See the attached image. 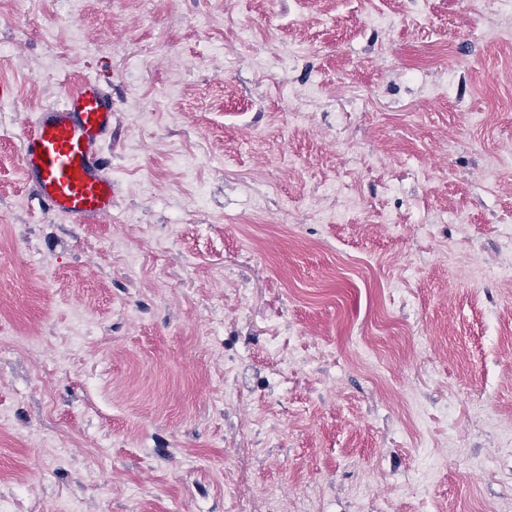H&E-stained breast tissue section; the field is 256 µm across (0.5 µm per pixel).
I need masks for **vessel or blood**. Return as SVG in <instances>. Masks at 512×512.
I'll return each instance as SVG.
<instances>
[{
    "label": "vessel or blood",
    "instance_id": "b4317fda",
    "mask_svg": "<svg viewBox=\"0 0 512 512\" xmlns=\"http://www.w3.org/2000/svg\"><path fill=\"white\" fill-rule=\"evenodd\" d=\"M112 132V99L92 79L37 114L21 141L28 182L48 212L88 221L110 213L116 186L102 144Z\"/></svg>",
    "mask_w": 512,
    "mask_h": 512
}]
</instances>
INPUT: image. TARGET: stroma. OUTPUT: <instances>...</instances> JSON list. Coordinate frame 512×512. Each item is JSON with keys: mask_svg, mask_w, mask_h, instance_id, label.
<instances>
[{"mask_svg": "<svg viewBox=\"0 0 512 512\" xmlns=\"http://www.w3.org/2000/svg\"><path fill=\"white\" fill-rule=\"evenodd\" d=\"M498 31L466 0L0 7V512H299L316 483L324 512H512ZM84 78L119 186L89 224L20 162Z\"/></svg>", "mask_w": 512, "mask_h": 512, "instance_id": "stroma-1", "label": "stroma"}]
</instances>
